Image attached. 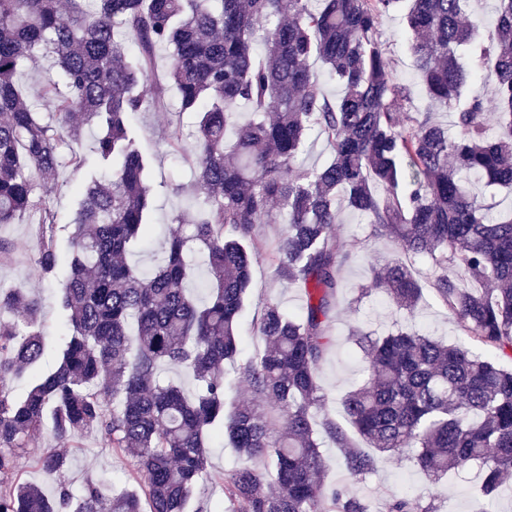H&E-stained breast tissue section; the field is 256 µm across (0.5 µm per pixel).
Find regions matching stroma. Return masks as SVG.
<instances>
[{"mask_svg":"<svg viewBox=\"0 0 512 512\" xmlns=\"http://www.w3.org/2000/svg\"><path fill=\"white\" fill-rule=\"evenodd\" d=\"M380 31L382 47L393 76L412 83L411 99L404 104V111L418 112L425 109L428 98L420 80L416 78L402 14L384 16L380 22ZM50 73V61L39 57L27 63L19 75V82L28 95L32 109L45 118L54 110L52 99L42 92L43 82ZM196 121L195 114L180 113L179 94L172 87L167 90L165 108L140 112L133 118L137 139L151 156L150 179L153 187L152 208L148 215V222L154 231L152 250L145 253L135 246L129 255L130 260L140 267L149 268L160 261L166 241L175 228L174 217L179 216L188 221L198 209L193 194L175 191V184L187 181L188 166L171 152L161 138L168 126L177 125L181 128L184 141H192ZM98 133V127L86 128L83 140L86 167L78 171L69 168L62 170L56 188L47 195L49 205L57 215V244L63 250L67 249L72 232L70 222L79 200L77 188L99 170L93 152ZM284 229V217L276 209L272 212L269 224L263 225L260 230L264 255L257 258L253 265L251 293L238 325L240 357L244 360L254 357L263 348L255 318L266 301L278 302L292 315L300 313L305 304L298 289L274 276L265 258L266 253L274 250ZM336 232L351 252L352 259L340 271L343 288L328 328L332 345L318 371V383L326 397V408L335 416L341 412L340 398L359 386L364 379L363 362L350 336L354 324H362L366 331L375 334L403 328L418 330L449 343H462L466 340L455 318L433 296H425L410 317L398 312L381 293L354 302L355 290L367 283L371 266L382 257L394 253L395 247L390 241L373 236L370 225L348 210L342 211ZM34 234L35 227L26 216L0 226V237L10 239L16 245L11 261L0 264V289L6 290L22 284L38 296L40 318L46 333V349L41 368L48 371L57 365L60 358L64 312L58 299L57 280L45 277L32 261ZM67 454L70 464L65 477L42 473L28 457L20 461V475L40 485L50 494L55 493L62 483L67 484L73 493H80L90 479L108 489L123 490L133 485L132 459L103 447L96 433H87L79 447L68 449ZM322 455L325 486L331 488L342 485L358 493L368 504V512H386L390 496L402 492L406 487L410 488L413 496L433 499L438 512H512V480L502 486L493 504L489 505L479 494L482 476L475 468L469 469L464 475L450 474L434 482L413 460H397L382 455L378 458L375 472L358 482L337 465V449L323 448Z\"/></svg>","mask_w":512,"mask_h":512,"instance_id":"obj_1","label":"stroma"}]
</instances>
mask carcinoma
<instances>
[{"mask_svg": "<svg viewBox=\"0 0 512 512\" xmlns=\"http://www.w3.org/2000/svg\"><path fill=\"white\" fill-rule=\"evenodd\" d=\"M469 2L411 0L405 16L417 76L454 112L452 132L429 109L400 111L411 90L392 75L378 38L380 19L401 0H94L91 9L87 0H0V225L34 216L35 264L46 275L69 267L60 284L64 348L49 372L40 369L36 297L21 284L0 292V512H187L193 488L210 477L216 437L243 458L216 476L235 512H367L363 499L320 478L326 443L342 452L351 477L374 470L357 437L414 459L434 480L478 463L483 497L497 495L512 476V215L491 221L494 203L469 179L512 188V0H496L494 33L479 47ZM473 45L462 62L458 48ZM158 48L168 51L161 77ZM36 56L55 70L43 86L55 103L46 121L16 81ZM318 61L341 85L334 99L322 90ZM479 75L492 80L493 133L488 100L471 88ZM168 83L181 111L198 116L193 144L177 127L166 140L191 168L200 205L194 223L176 218L160 265L146 274L128 261L148 236L152 191L128 117L164 107ZM244 110L252 119L241 124ZM93 124L109 178L80 188L64 256L45 195L63 168L86 164L81 143ZM312 131L332 158L309 169L297 158ZM274 205L287 227L268 260L306 307L290 316L266 303L258 324L265 347L237 366L252 398L276 407L272 421L248 402L225 400L224 363L238 355L258 229ZM342 205L397 246L360 293L379 291L414 314L424 286L408 260L421 259L430 290L473 342L354 329L366 380L341 400L349 429L323 411L317 382L338 270L351 258L336 235ZM198 253L205 301L188 291ZM165 367L188 372L194 392L164 380ZM24 376L30 386L17 399L8 382ZM46 428L54 445L30 447ZM91 431L132 458L139 489L89 481L76 497L62 483L50 498L21 478L27 456L64 477L61 448ZM388 512L437 508L397 495Z\"/></svg>", "mask_w": 512, "mask_h": 512, "instance_id": "cac0c4a2", "label": "carcinoma"}]
</instances>
